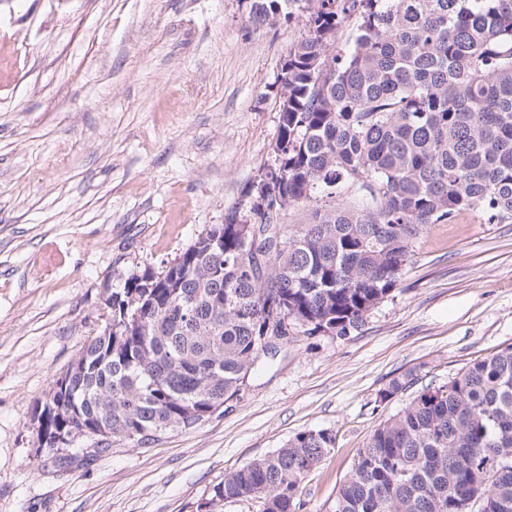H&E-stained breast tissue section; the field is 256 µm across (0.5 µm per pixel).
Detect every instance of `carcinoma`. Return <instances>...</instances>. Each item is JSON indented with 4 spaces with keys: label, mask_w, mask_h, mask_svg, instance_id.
Segmentation results:
<instances>
[{
    "label": "carcinoma",
    "mask_w": 512,
    "mask_h": 512,
    "mask_svg": "<svg viewBox=\"0 0 512 512\" xmlns=\"http://www.w3.org/2000/svg\"><path fill=\"white\" fill-rule=\"evenodd\" d=\"M309 34L281 67L273 164L167 270L112 290V332L83 347L61 426H112L144 444L238 396L266 340L346 336L398 288L429 224L479 210L512 223V0H248L266 21L299 2ZM357 36L314 64L349 18ZM355 192L360 207L337 200ZM320 199L303 224L280 201ZM253 231L243 232V219ZM407 373L385 397L413 387ZM335 445L297 433L227 474L210 503L252 497L299 512L308 473ZM512 512V347L424 387L359 450L332 512Z\"/></svg>",
    "instance_id": "1"
}]
</instances>
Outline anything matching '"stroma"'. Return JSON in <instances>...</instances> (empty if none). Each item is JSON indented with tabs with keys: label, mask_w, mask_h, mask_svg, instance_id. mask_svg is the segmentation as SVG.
Returning <instances> with one entry per match:
<instances>
[{
	"label": "stroma",
	"mask_w": 512,
	"mask_h": 512,
	"mask_svg": "<svg viewBox=\"0 0 512 512\" xmlns=\"http://www.w3.org/2000/svg\"><path fill=\"white\" fill-rule=\"evenodd\" d=\"M305 8L257 24L245 0H0V512H200L226 474L304 430L334 448L301 512H330L415 371L440 386L512 347V223L432 224L399 289L350 335L298 336L189 430L112 438L91 464L37 449L33 407L99 333L103 303L162 272L272 164L284 59Z\"/></svg>",
	"instance_id": "35a3bbf8"
}]
</instances>
